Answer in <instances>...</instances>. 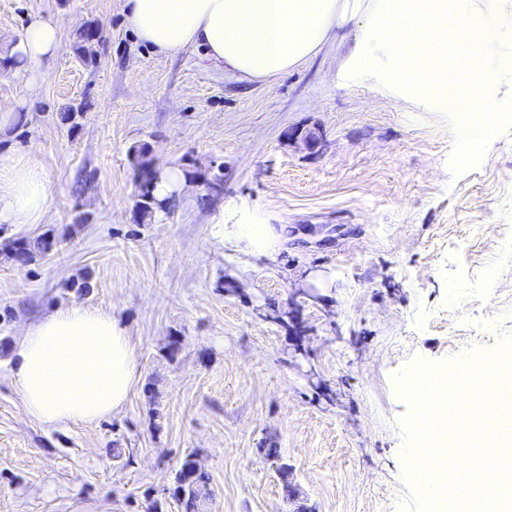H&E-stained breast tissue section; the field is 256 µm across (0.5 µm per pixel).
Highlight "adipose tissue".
<instances>
[{"mask_svg":"<svg viewBox=\"0 0 512 512\" xmlns=\"http://www.w3.org/2000/svg\"><path fill=\"white\" fill-rule=\"evenodd\" d=\"M138 39L171 55L190 45L226 73L266 80L306 63L333 28L348 24L346 0H125ZM60 49L58 26L33 19L17 47L26 69ZM52 203L44 171L25 154L0 156V223L37 224ZM215 235L241 250L266 255L268 225H227ZM13 380L27 415L56 427L92 423L119 412L139 374L138 344L111 311L73 304L47 314L25 332Z\"/></svg>","mask_w":512,"mask_h":512,"instance_id":"1","label":"adipose tissue"}]
</instances>
